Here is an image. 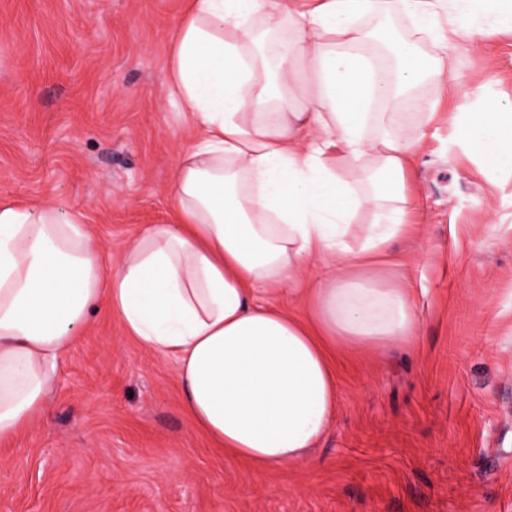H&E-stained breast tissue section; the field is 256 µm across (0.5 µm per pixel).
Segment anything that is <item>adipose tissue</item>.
<instances>
[{
  "label": "adipose tissue",
  "instance_id": "1",
  "mask_svg": "<svg viewBox=\"0 0 512 512\" xmlns=\"http://www.w3.org/2000/svg\"><path fill=\"white\" fill-rule=\"evenodd\" d=\"M395 10L415 36L512 33V0H188L170 82L195 134L173 223L145 228L112 265L81 214L0 204L1 440L41 413L62 354L105 309L177 359L181 405L218 447L268 472L312 455L337 410L336 349L418 331L388 268L390 243L416 230L405 181L421 147L398 97L428 62L397 45L389 82L363 51L365 19ZM453 122L467 153L512 175L511 112L463 101ZM318 262L335 273L308 285Z\"/></svg>",
  "mask_w": 512,
  "mask_h": 512
}]
</instances>
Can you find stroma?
<instances>
[{
	"mask_svg": "<svg viewBox=\"0 0 512 512\" xmlns=\"http://www.w3.org/2000/svg\"><path fill=\"white\" fill-rule=\"evenodd\" d=\"M184 0H0V204L82 212L107 259L172 219L192 128L170 96ZM406 180L394 272L419 338L351 351L309 461L262 472L181 409L177 362L92 317L44 415L0 440V512H512V179L490 180L452 112L512 113V34L457 38Z\"/></svg>",
	"mask_w": 512,
	"mask_h": 512,
	"instance_id": "1",
	"label": "stroma"
}]
</instances>
